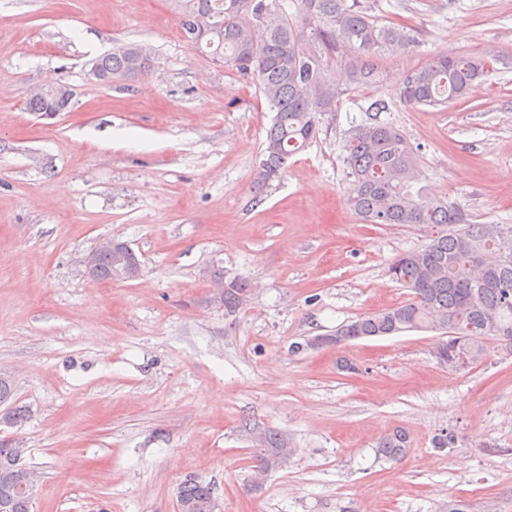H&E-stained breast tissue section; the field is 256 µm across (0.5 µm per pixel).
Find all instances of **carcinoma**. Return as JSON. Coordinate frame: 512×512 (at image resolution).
I'll use <instances>...</instances> for the list:
<instances>
[{
    "mask_svg": "<svg viewBox=\"0 0 512 512\" xmlns=\"http://www.w3.org/2000/svg\"><path fill=\"white\" fill-rule=\"evenodd\" d=\"M177 24L186 42L211 50L227 69L254 79L274 113L266 133L263 159L256 174L262 194L281 178L288 159L304 150L321 131L322 116L337 110L339 91L327 77L336 47L353 85L379 82L374 55L405 53L419 45L415 30L379 26L359 0H177ZM102 82L132 81L149 70L154 57L135 43L123 44L94 59ZM477 57H434L409 70L401 88L407 105H441L464 101L472 84L484 76ZM63 100L44 88L26 101L29 112L65 111ZM352 181L347 204L371 224L418 225L429 229V242L396 255L387 272L411 291L403 304L358 317L341 326L332 342L344 345L368 336L407 331L442 330L434 346L437 360L465 355L478 362L487 336L512 338V225L471 224L464 210L441 202L419 185L420 159L400 131L369 118L354 125L343 145ZM98 279L119 280L110 254L100 255ZM249 284L241 278L224 282L220 303L237 316L247 301ZM252 460L257 471L277 470L295 453L287 435L266 430L254 436ZM408 433L396 429L378 442V452L399 460L407 452ZM19 449L0 439V505L7 512H32L34 472L14 465ZM179 512H214L210 484L189 475L178 488Z\"/></svg>",
    "mask_w": 512,
    "mask_h": 512,
    "instance_id": "1",
    "label": "carcinoma"
}]
</instances>
